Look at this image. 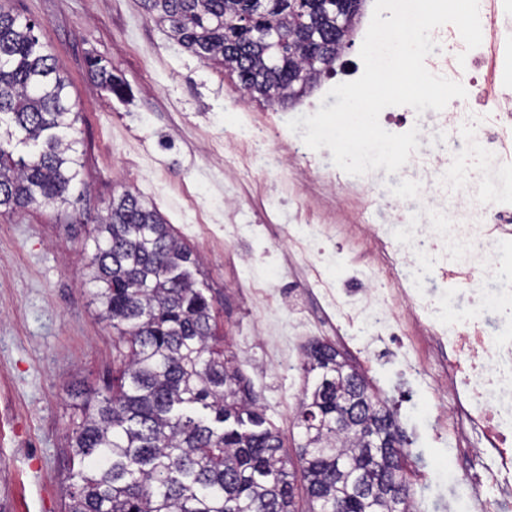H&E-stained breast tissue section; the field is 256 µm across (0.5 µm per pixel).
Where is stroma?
<instances>
[{
	"label": "stroma",
	"mask_w": 512,
	"mask_h": 512,
	"mask_svg": "<svg viewBox=\"0 0 512 512\" xmlns=\"http://www.w3.org/2000/svg\"><path fill=\"white\" fill-rule=\"evenodd\" d=\"M12 6L37 23L70 81L81 114L84 182L67 212H0V512H63L71 405L79 393L112 381V327L83 285L85 242L126 190L152 202L199 254L193 277L214 300L224 347L237 354L285 447L296 448L304 375L266 357L258 340L264 310L250 305L241 286L301 276L303 260L278 247L272 233L247 244L224 235L228 224L265 223L272 209L279 223L292 220L287 199L269 198L274 174L259 170L242 182L224 169L226 135L247 115H266V106L236 107L227 80L148 18L141 0ZM91 55L126 80V101L98 85L85 65ZM228 199L238 201L236 210H225ZM246 249L253 265L241 261ZM343 356L366 373L413 441L405 472L417 512H438L451 482L448 444L428 391L437 365L428 363L416 377L394 349L372 359L350 350Z\"/></svg>",
	"instance_id": "1"
}]
</instances>
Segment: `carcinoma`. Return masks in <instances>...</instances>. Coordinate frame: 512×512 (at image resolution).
I'll return each mask as SVG.
<instances>
[{"instance_id":"1","label":"carcinoma","mask_w":512,"mask_h":512,"mask_svg":"<svg viewBox=\"0 0 512 512\" xmlns=\"http://www.w3.org/2000/svg\"><path fill=\"white\" fill-rule=\"evenodd\" d=\"M349 0H143L145 13L204 66L224 70L234 90L268 105L303 97L333 70L356 18L336 28ZM318 42L303 45L309 28ZM35 24L0 0V210L73 204L81 141L67 80L34 33ZM267 31L284 36L272 50ZM88 69L111 93L125 82L91 57ZM309 82L299 85L300 72ZM26 152L17 154L18 147ZM85 287L112 324L106 393L72 404L65 512H298L301 471L310 512H412L405 434L367 378L329 342L304 347L301 442L288 457L235 356L217 349L213 305L192 278L194 251L140 195L112 199L89 237ZM372 408L385 435L365 448L358 423L344 422L346 396Z\"/></svg>"}]
</instances>
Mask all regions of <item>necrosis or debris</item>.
<instances>
[{
    "label": "necrosis or debris",
    "instance_id": "4bbe7bcc",
    "mask_svg": "<svg viewBox=\"0 0 512 512\" xmlns=\"http://www.w3.org/2000/svg\"><path fill=\"white\" fill-rule=\"evenodd\" d=\"M482 42L466 49L455 25L434 31L427 69L481 86L484 98L512 85V0H482ZM391 133L418 128L419 149L394 178L404 193L393 200L375 173L348 179L302 139L269 147L264 127L241 123L225 142L224 163L250 177L254 161L268 172L297 177L306 169L328 190L366 198L355 228L366 259L344 281L325 271L322 242L336 235L334 221L282 226L280 237L304 258L344 343L363 349L388 338L406 362L421 370L415 344H404L407 324L428 338L445 369L450 408H438L442 436L465 489L449 512H512V109L473 111L452 101L423 114L390 106L380 116ZM387 216L377 224L374 213ZM485 457L483 466L473 458Z\"/></svg>",
    "mask_w": 512,
    "mask_h": 512
}]
</instances>
